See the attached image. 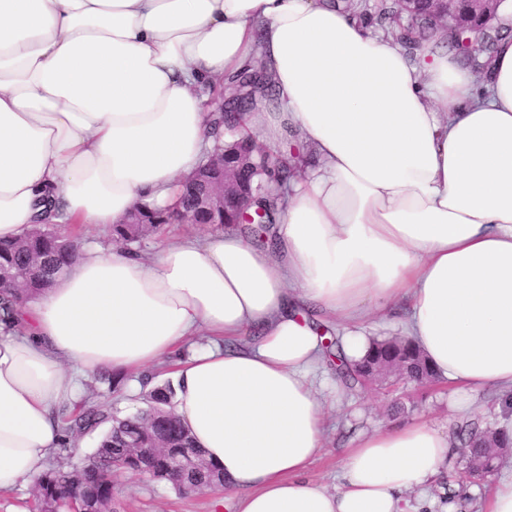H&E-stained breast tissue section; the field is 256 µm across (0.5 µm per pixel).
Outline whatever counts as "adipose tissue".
Returning a JSON list of instances; mask_svg holds the SVG:
<instances>
[{"instance_id":"ef3b65f1","label":"adipose tissue","mask_w":512,"mask_h":512,"mask_svg":"<svg viewBox=\"0 0 512 512\" xmlns=\"http://www.w3.org/2000/svg\"><path fill=\"white\" fill-rule=\"evenodd\" d=\"M255 58L274 99L239 136L314 157L267 242L92 243L27 299L0 325V492L46 468L84 379L120 373L133 399L169 359L233 512H459L433 493L455 444L426 421L358 431L336 490L305 473L337 402L327 337L357 361L382 318L453 393L512 398V39L480 76L328 0H0V238L175 203L207 99Z\"/></svg>"}]
</instances>
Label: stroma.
Masks as SVG:
<instances>
[{
    "label": "stroma",
    "mask_w": 512,
    "mask_h": 512,
    "mask_svg": "<svg viewBox=\"0 0 512 512\" xmlns=\"http://www.w3.org/2000/svg\"><path fill=\"white\" fill-rule=\"evenodd\" d=\"M351 403L341 405L329 421L327 448L308 472L310 480L335 488L344 448L354 430L377 423L407 422L420 417L457 435L462 426H484L498 412L494 393L450 398L448 386L391 381L351 389ZM116 512H212L216 495L202 491L184 496L147 474L119 471L113 476Z\"/></svg>",
    "instance_id": "35a3bbf8"
}]
</instances>
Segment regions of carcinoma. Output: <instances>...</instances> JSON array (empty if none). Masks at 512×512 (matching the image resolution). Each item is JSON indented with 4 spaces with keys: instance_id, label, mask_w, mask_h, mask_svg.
<instances>
[{
    "instance_id": "obj_1",
    "label": "carcinoma",
    "mask_w": 512,
    "mask_h": 512,
    "mask_svg": "<svg viewBox=\"0 0 512 512\" xmlns=\"http://www.w3.org/2000/svg\"><path fill=\"white\" fill-rule=\"evenodd\" d=\"M336 8L355 17L368 16L382 27L399 31L400 46L412 54L423 44L437 42L445 45L475 72L482 74L491 67L498 44L512 35V25L494 13L488 25L465 24L460 16H444L430 0H376L367 5L361 0H334ZM258 70L248 66L229 77L236 98L244 102L241 111L251 109L257 90ZM213 128L220 154L230 146L236 131L224 121V113L213 116ZM294 168L288 160L259 156L248 168L252 186L260 195L261 212L253 214L259 224H274L278 196H266L265 183L274 178L288 180ZM176 208L144 206L138 210L137 224H114L112 240L133 248L143 239L160 234L172 223ZM77 246L56 224H41L12 240H0V269L19 274L18 281L0 283V320L12 327L11 318L25 299L47 287L55 275L69 268L77 259ZM386 361H398L410 375L421 383L434 382V375L421 352L405 339H375L367 354L357 363L336 365V371L356 383L374 374L377 366ZM175 390L166 381L155 386L145 397L146 407L122 416L118 412L104 413L99 407L82 399L73 407L59 410L58 417L65 434L59 453L73 456L70 441L92 433L104 424L109 428L96 447L81 458V465L58 464L46 468L35 478L36 499L41 504L59 509H89L106 512L112 508V475L117 464L133 473H149L155 479L172 485L182 493L202 489L224 490V472L207 463L202 451L195 447L169 409ZM467 448L464 458L470 475L479 480L493 474L500 457L507 452L498 438L496 425L468 431L463 437ZM190 450L195 453V468L176 474L174 459Z\"/></svg>"
}]
</instances>
